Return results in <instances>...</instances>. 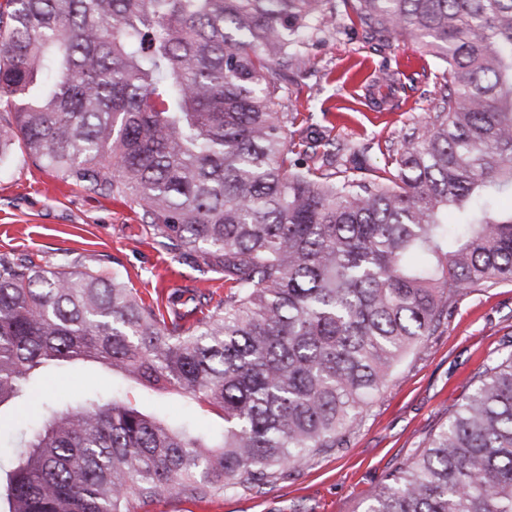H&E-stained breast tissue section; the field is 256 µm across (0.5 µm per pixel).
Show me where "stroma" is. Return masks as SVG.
Instances as JSON below:
<instances>
[{
	"label": "stroma",
	"mask_w": 512,
	"mask_h": 512,
	"mask_svg": "<svg viewBox=\"0 0 512 512\" xmlns=\"http://www.w3.org/2000/svg\"><path fill=\"white\" fill-rule=\"evenodd\" d=\"M445 65L407 37L387 43L337 12L333 28L311 43L302 71L283 80L281 102L296 112L297 137L370 144L367 168L383 167L389 149L426 120ZM0 253L42 265L82 257L128 275L146 298L167 303L193 288L227 290L224 272L193 256L180 261L152 241L140 206L61 181L33 161L0 168ZM512 351V282L459 296L451 317L406 355L365 408L342 447L316 456L262 492L208 500L158 497L147 512H363L402 462L423 449L448 410L474 385L480 366ZM117 385L107 368L76 362L47 373L23 404L0 410V439L16 436L42 403L66 407L108 399ZM138 407L203 431L218 418L177 393L133 388Z\"/></svg>",
	"instance_id": "obj_1"
}]
</instances>
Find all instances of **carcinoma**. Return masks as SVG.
Returning <instances> with one entry per match:
<instances>
[{
	"label": "carcinoma",
	"instance_id": "1",
	"mask_svg": "<svg viewBox=\"0 0 512 512\" xmlns=\"http://www.w3.org/2000/svg\"><path fill=\"white\" fill-rule=\"evenodd\" d=\"M406 35L447 88L383 175L297 141L279 82L332 0H5L0 165L130 197L151 238L224 268L164 313L129 278L0 254V406L97 363L223 420L174 424L118 391L43 407L0 469V512H139L262 491L340 447L457 297L512 281V0H342ZM453 222H448V214ZM364 512H512V352L486 363Z\"/></svg>",
	"mask_w": 512,
	"mask_h": 512
}]
</instances>
